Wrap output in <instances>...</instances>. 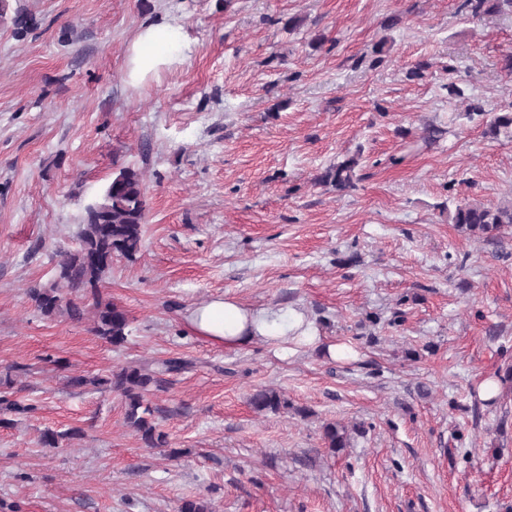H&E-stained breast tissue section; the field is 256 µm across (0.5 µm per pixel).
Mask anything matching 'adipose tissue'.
<instances>
[{
    "label": "adipose tissue",
    "mask_w": 512,
    "mask_h": 512,
    "mask_svg": "<svg viewBox=\"0 0 512 512\" xmlns=\"http://www.w3.org/2000/svg\"><path fill=\"white\" fill-rule=\"evenodd\" d=\"M190 52L182 25L168 15L143 25L128 47L125 70L128 80L141 85L163 67L184 62ZM189 328L214 344L239 348L253 340L278 344L294 335L310 340L302 315L270 308H249L231 297H217L189 310Z\"/></svg>",
    "instance_id": "obj_1"
}]
</instances>
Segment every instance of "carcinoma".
Masks as SVG:
<instances>
[{"instance_id":"obj_1","label":"carcinoma","mask_w":512,"mask_h":512,"mask_svg":"<svg viewBox=\"0 0 512 512\" xmlns=\"http://www.w3.org/2000/svg\"><path fill=\"white\" fill-rule=\"evenodd\" d=\"M474 12L488 7L492 12L503 9L512 11V0H467ZM357 160L348 159L334 167L336 186L349 187L352 184ZM145 187L143 174L139 170L123 168L113 177L102 197L85 207L78 227L80 249L65 253L58 264L55 280L45 286L31 287L28 296L35 308L44 316H52L60 310L73 319L83 317V309L69 296L90 294L95 299V331L114 346L127 342L130 335V319L127 311L110 301L99 299V284L112 268V260L122 256L133 258L141 249L145 221ZM452 223L472 232L491 234L503 226L512 224V201L496 207L465 204L456 207L451 216ZM186 367L180 358L158 361H144L118 366L106 377L76 376L70 379L74 387L103 386L121 395L125 403V424L150 448L169 445L167 435L158 430L154 423V409L147 395L151 388L161 387V375L179 372ZM250 405L257 412L276 413L288 407V401L270 388L256 390ZM32 405H23L0 392V413H29ZM79 436V431L56 432L45 430L40 438L45 448H57L60 441ZM324 440L331 449L348 445L347 428L338 423L324 426Z\"/></svg>"}]
</instances>
